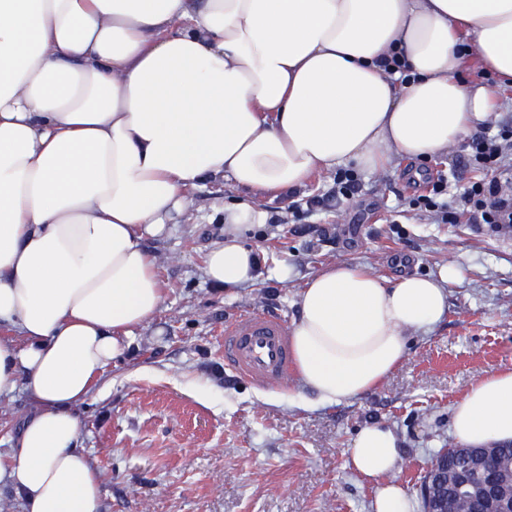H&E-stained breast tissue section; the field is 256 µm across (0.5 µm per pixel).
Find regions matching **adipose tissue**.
I'll list each match as a JSON object with an SVG mask.
<instances>
[{
	"label": "adipose tissue",
	"instance_id": "obj_1",
	"mask_svg": "<svg viewBox=\"0 0 512 512\" xmlns=\"http://www.w3.org/2000/svg\"><path fill=\"white\" fill-rule=\"evenodd\" d=\"M509 89L512 0H0V396L34 405L0 484L24 512H102L76 409L162 304L143 239L190 210L186 187L292 192L445 154ZM263 218L226 209L209 281L253 280L239 232ZM458 278L322 268L299 293L297 381L322 402L377 388ZM452 431L512 441V370L467 389ZM399 460L390 428L358 432L348 463L377 481L373 512H410Z\"/></svg>",
	"mask_w": 512,
	"mask_h": 512
}]
</instances>
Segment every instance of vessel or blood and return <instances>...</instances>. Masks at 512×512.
I'll return each instance as SVG.
<instances>
[{"label": "vessel or blood", "mask_w": 512, "mask_h": 512, "mask_svg": "<svg viewBox=\"0 0 512 512\" xmlns=\"http://www.w3.org/2000/svg\"><path fill=\"white\" fill-rule=\"evenodd\" d=\"M289 359L288 326L278 317L247 312L224 328V360L246 378L284 380Z\"/></svg>", "instance_id": "b4317fda"}]
</instances>
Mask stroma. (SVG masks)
Segmentation results:
<instances>
[{"label":"stroma","mask_w":512,"mask_h":512,"mask_svg":"<svg viewBox=\"0 0 512 512\" xmlns=\"http://www.w3.org/2000/svg\"><path fill=\"white\" fill-rule=\"evenodd\" d=\"M413 167L444 175L452 196L483 176L458 172L451 154L395 161L359 170L357 194L322 210L306 201L330 192L332 172L292 197L206 180L187 191L192 220L145 236L164 302L77 408V445L102 476L103 512H373L376 482L347 465L371 422L396 434L402 457L391 479L420 505L433 454L455 443L454 405L489 371L512 370V236L409 206L429 190L408 178ZM247 200L266 214L241 233L258 275L220 288L205 277V258L224 240L225 207ZM333 263L391 280L450 264L460 277L442 319L410 334L394 373L351 400L323 403L296 379L261 385L225 365L226 325L248 310L294 324L299 288Z\"/></svg>","instance_id":"35a3bbf8"}]
</instances>
